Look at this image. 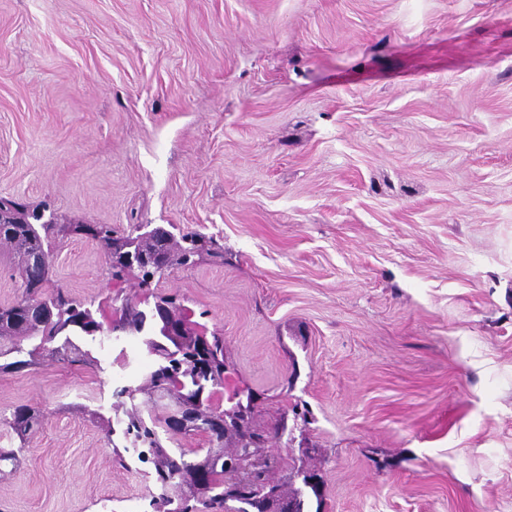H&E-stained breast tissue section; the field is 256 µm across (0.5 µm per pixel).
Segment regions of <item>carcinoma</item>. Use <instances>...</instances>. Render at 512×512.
Returning <instances> with one entry per match:
<instances>
[{"instance_id": "1", "label": "carcinoma", "mask_w": 512, "mask_h": 512, "mask_svg": "<svg viewBox=\"0 0 512 512\" xmlns=\"http://www.w3.org/2000/svg\"><path fill=\"white\" fill-rule=\"evenodd\" d=\"M10 218L0 223V243L10 247L18 259L23 292L20 298L0 304V372H18L39 364L43 353L64 363H87L89 353L78 340L112 336V326L150 335L148 347L158 357L155 368L139 385L124 386L114 393L112 409L122 412V434L131 446L115 449V461L129 467L126 454L132 452L140 463L152 465L149 478L158 491L150 505L155 512H279L280 502H290L294 512H308L310 499L321 501L322 482L316 470L297 471L301 485L288 487L275 480L274 466L256 475V489L228 492L234 484L233 471L224 460L242 454L258 455L268 437L257 438L252 419L257 397L241 389L228 397L230 406L221 404L227 366L224 361V337L208 335L197 328L185 306L176 299L154 295L134 300L121 298L119 316L99 320L95 302L73 299L62 288L52 285L53 259L58 243L68 237H81L101 245L107 256L110 278L121 280L133 275L143 287L150 286L173 265L193 266L203 254L222 257L216 242L198 233L176 239L163 228L145 229L133 224L126 234L117 235L110 224H37L36 209L12 201ZM123 250L134 261H145L151 270L138 265L112 272V255ZM44 257L37 265L33 259ZM147 400L165 396L180 404L190 427L178 428L168 409L153 405L143 416L137 396ZM42 417L39 408L19 405L10 416H1L19 441L15 448H0V467L20 463L28 439ZM203 435L208 448L177 446L168 443Z\"/></svg>"}]
</instances>
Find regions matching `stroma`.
Here are the masks:
<instances>
[{
    "mask_svg": "<svg viewBox=\"0 0 512 512\" xmlns=\"http://www.w3.org/2000/svg\"><path fill=\"white\" fill-rule=\"evenodd\" d=\"M0 198L224 249L170 268L320 512H512V0H0ZM78 300L138 296L56 250ZM0 373V512H146L98 420L138 338ZM87 412H80V405ZM306 425H298V415ZM41 417L42 412L38 407L24 404L16 406L9 417H0V424L8 427L19 441L17 448H0V474L2 466L11 465L14 468L19 465L20 456Z\"/></svg>",
    "mask_w": 512,
    "mask_h": 512,
    "instance_id": "1",
    "label": "stroma"
}]
</instances>
